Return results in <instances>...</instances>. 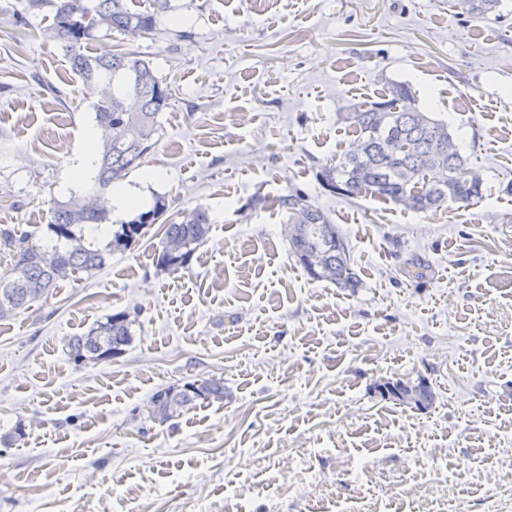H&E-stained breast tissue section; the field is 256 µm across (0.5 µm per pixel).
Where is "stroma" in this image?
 <instances>
[{"label":"stroma","instance_id":"obj_1","mask_svg":"<svg viewBox=\"0 0 512 512\" xmlns=\"http://www.w3.org/2000/svg\"><path fill=\"white\" fill-rule=\"evenodd\" d=\"M48 0H0V229L50 247L53 201L96 95L50 38ZM172 92L124 187L162 223L197 208L179 271L161 225L92 277L0 320V512H512V0H170L142 37L97 30ZM407 84L482 180L474 205L416 212L324 189L355 135L341 117ZM301 193L348 245L360 286L314 281L271 199ZM133 340L75 363L66 343L116 313ZM220 400L167 420L165 388ZM427 381L418 411L379 380ZM209 218L205 210L197 209L188 223L163 224L161 251L158 254V264L168 270L182 268L201 244L209 232ZM170 245L176 246V251L168 250ZM171 388L163 389L154 394L151 399L152 416L162 421L178 414L181 409L192 405L196 400L223 399L224 384L220 380L208 379L199 385H186L181 391L174 392Z\"/></svg>","mask_w":512,"mask_h":512}]
</instances>
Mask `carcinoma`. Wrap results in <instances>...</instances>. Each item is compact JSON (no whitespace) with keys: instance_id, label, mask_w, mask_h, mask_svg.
<instances>
[{"instance_id":"carcinoma-1","label":"carcinoma","mask_w":512,"mask_h":512,"mask_svg":"<svg viewBox=\"0 0 512 512\" xmlns=\"http://www.w3.org/2000/svg\"><path fill=\"white\" fill-rule=\"evenodd\" d=\"M50 2L54 38L61 44L72 72L99 96L96 119L102 130V148L83 206L76 207L74 201L52 204L50 227L58 245L49 250L33 244L21 246L10 230H0V240L12 247L11 266L0 274V304L7 303L13 313L49 295L61 280L60 266L68 267L73 276L95 274L105 266L112 250L135 241L166 210L165 202L159 199L153 209L121 223V232L107 245L85 242L84 226L111 222V211L100 207L97 198L144 163L157 132L158 114L170 97L168 85L138 54L108 51L91 56L86 53L88 41L94 30L101 28L132 38L149 33L169 8L168 0H154V9L146 12L130 10L126 0H92L90 5L86 0ZM469 3L467 14L483 18L498 9L501 0ZM128 100L137 104L139 115L137 127L129 134L121 127ZM411 100L405 84L393 83L383 100L352 104L342 120L354 128L357 141L364 143L362 153L346 152L324 165L319 173L321 185L336 194L370 196L419 212L448 202L469 204L481 197L482 183L463 177L468 163L448 126L411 105ZM276 203L286 211L287 223L296 225L289 246L300 265L317 250L333 267L329 282L338 288L358 287L347 244L327 215L300 194L280 196ZM209 226L208 215L200 208L188 223L163 224L158 264L172 271L183 267L206 238ZM18 269L21 273L17 276ZM131 325L124 313L109 316L87 334L68 341L70 356L77 363L112 357V352H121L131 343ZM222 398L224 384L213 379L189 384L179 392L163 389L151 399L152 416L164 421L198 399Z\"/></svg>"}]
</instances>
